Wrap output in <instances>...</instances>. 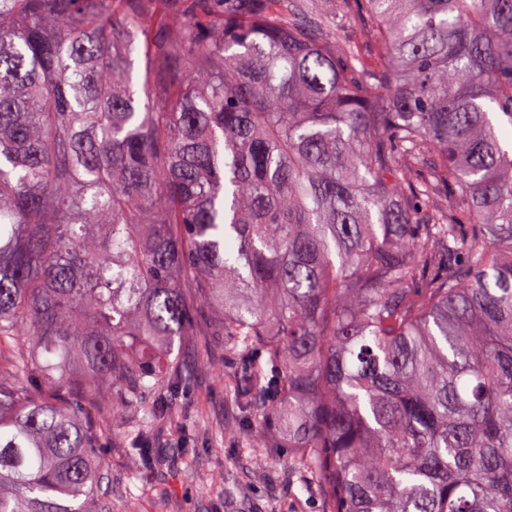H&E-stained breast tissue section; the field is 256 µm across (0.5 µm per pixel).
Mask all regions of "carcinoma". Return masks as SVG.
Segmentation results:
<instances>
[{
	"mask_svg": "<svg viewBox=\"0 0 512 512\" xmlns=\"http://www.w3.org/2000/svg\"><path fill=\"white\" fill-rule=\"evenodd\" d=\"M0 0V512H101L184 379L328 512H512V0ZM143 52L165 86L133 83ZM314 10L325 21L327 34L336 40L339 49L356 43L362 56L377 64L379 38L366 17L357 16L343 0H314ZM239 355L225 356L224 376L218 367L224 355L217 354L215 367L199 360L192 348L183 349L177 359V367L186 378V384L173 401L175 412L184 424H191L202 405L206 407L214 426L231 427L238 421V409L229 386L228 367Z\"/></svg>",
	"mask_w": 512,
	"mask_h": 512,
	"instance_id": "obj_1",
	"label": "carcinoma"
}]
</instances>
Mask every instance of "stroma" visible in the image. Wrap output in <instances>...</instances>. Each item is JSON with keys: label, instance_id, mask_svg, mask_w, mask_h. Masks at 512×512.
<instances>
[{"label": "stroma", "instance_id": "obj_1", "mask_svg": "<svg viewBox=\"0 0 512 512\" xmlns=\"http://www.w3.org/2000/svg\"><path fill=\"white\" fill-rule=\"evenodd\" d=\"M314 8L338 48L357 44L366 60L376 62L379 38L368 18L357 16L346 0H315ZM177 367L186 378L174 401L180 421L192 423L204 408L214 426H234L239 414L228 376L203 364L191 348L180 352ZM104 419L112 430L110 512H123L133 498L140 512H326L314 476L286 451L260 447L243 435L224 443L200 440L187 455L171 426L154 441L163 466L145 479L121 450L130 413L108 412Z\"/></svg>", "mask_w": 512, "mask_h": 512}]
</instances>
